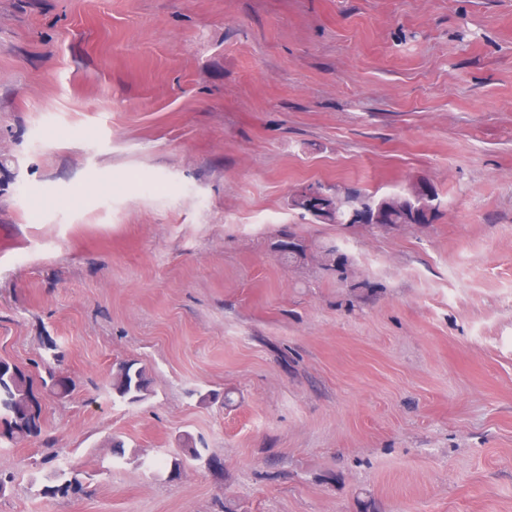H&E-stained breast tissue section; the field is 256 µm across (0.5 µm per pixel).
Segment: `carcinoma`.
Returning <instances> with one entry per match:
<instances>
[{
    "label": "carcinoma",
    "instance_id": "cac0c4a2",
    "mask_svg": "<svg viewBox=\"0 0 512 512\" xmlns=\"http://www.w3.org/2000/svg\"><path fill=\"white\" fill-rule=\"evenodd\" d=\"M379 201L385 203L387 209L386 223L396 224H428L436 211L428 210L422 215H416L404 196H387L383 199L375 192L359 189H348L340 198H330V209L322 214L309 213V207L295 200L290 206L311 215L325 224H351V211L367 213ZM153 377L150 371L140 363L127 360L112 367L110 387L112 396L130 403L143 401L151 392ZM75 388V382L57 368V363L44 361L34 364V369L21 367L7 360H0V440L18 445L32 438H37L43 432L41 406L36 393L65 399ZM204 449L197 447L190 435L182 440V454L170 461L173 473H180L181 466L188 460L203 459ZM82 492L84 490L80 473L74 469L60 471L55 475L52 485L45 486V493L55 495L66 494L68 491Z\"/></svg>",
    "mask_w": 512,
    "mask_h": 512
}]
</instances>
